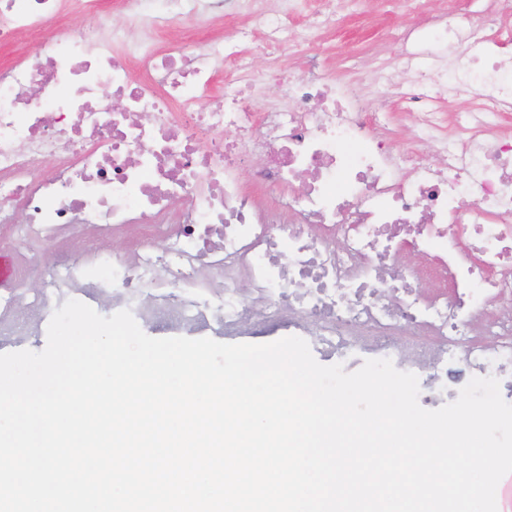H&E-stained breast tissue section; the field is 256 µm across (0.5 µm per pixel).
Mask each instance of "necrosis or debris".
<instances>
[{"label":"necrosis or debris","mask_w":512,"mask_h":512,"mask_svg":"<svg viewBox=\"0 0 512 512\" xmlns=\"http://www.w3.org/2000/svg\"><path fill=\"white\" fill-rule=\"evenodd\" d=\"M62 2L0 0V46L41 31ZM231 2L267 41L295 49L363 0H326L293 35L297 0H278L279 24L262 0ZM141 3L121 0L144 33L122 53L99 39L98 0H72L95 26L0 68V247L60 236L83 251L82 262L53 266L44 293L76 300L109 286L132 305L148 288L168 322L202 319L211 301L228 333L310 322L316 345L337 357L416 365L423 402L474 370L512 374V132L502 125L512 80L500 75L512 27L500 11L477 26L439 19V45L396 33L401 68L379 82L413 122L395 151L379 133L390 113H366L328 70L282 75L291 107L256 111L259 80L244 79L242 55L191 40L154 51L162 26ZM476 78L475 108L433 109L449 82ZM108 94L123 110L103 105ZM449 124L456 139L441 135ZM431 139L433 161L419 149ZM46 159L53 166L40 171ZM113 234L130 251L94 248ZM157 237L161 256L149 245ZM402 251L425 257L445 288L421 296L419 270L396 261Z\"/></svg>","instance_id":"necrosis-or-debris-1"}]
</instances>
